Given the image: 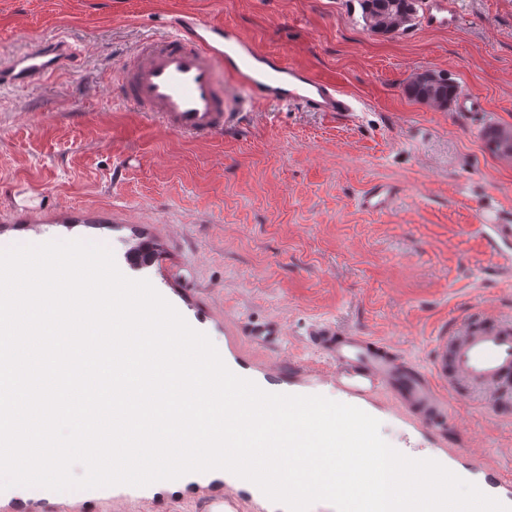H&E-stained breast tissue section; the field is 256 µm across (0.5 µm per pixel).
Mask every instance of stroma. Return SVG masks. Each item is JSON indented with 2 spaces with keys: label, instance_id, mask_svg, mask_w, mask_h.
<instances>
[{
  "label": "stroma",
  "instance_id": "stroma-1",
  "mask_svg": "<svg viewBox=\"0 0 512 512\" xmlns=\"http://www.w3.org/2000/svg\"><path fill=\"white\" fill-rule=\"evenodd\" d=\"M455 7L453 28L417 22L391 37L364 28L359 0H0V59L58 36L79 58L49 81L0 89V237L44 224L58 240L108 242L125 276L206 314L201 332L259 378L281 358L322 365L308 344L322 323L425 361L474 305L512 314V277L494 274L512 244L479 227L484 209L512 221V164L481 139L489 123L512 125V0ZM189 12L334 78L357 112L271 103L207 140L144 119L121 99L115 70ZM424 70L478 93L484 111L410 98L404 86ZM374 181L400 186L389 211L359 206ZM140 238L157 258L133 270L126 253ZM264 318L285 325L277 348L238 334ZM481 406L476 394L455 401L448 440L410 424L387 395L364 409L392 447L460 446L512 469V418Z\"/></svg>",
  "mask_w": 512,
  "mask_h": 512
}]
</instances>
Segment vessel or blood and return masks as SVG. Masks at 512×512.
<instances>
[{
	"label": "vessel or blood",
	"instance_id": "1",
	"mask_svg": "<svg viewBox=\"0 0 512 512\" xmlns=\"http://www.w3.org/2000/svg\"><path fill=\"white\" fill-rule=\"evenodd\" d=\"M457 17L448 0H429L425 26L447 28ZM75 55L64 37L39 43L28 52L0 61V86H25L45 81L73 63ZM123 98L149 120L185 138L223 134L226 122L224 77L235 76L251 105L268 102L301 105L315 112L345 118L354 100L335 81L291 63L286 55L259 52L239 32L212 15L183 14L169 34L138 44L118 69ZM398 185L378 181L359 198L371 212L390 210ZM241 335L267 348L280 344L281 321L268 319L241 328ZM311 343L327 359L322 373L351 405L377 394L389 395L402 416L434 435L451 432V405L460 388L483 394L485 409L496 415L512 411V317L478 307L436 344L437 354L422 367L389 345L358 332L331 326L316 330ZM406 456L433 459L485 494L512 506V470L469 463L464 448L410 447ZM191 497L198 512H267L270 500L251 482L224 470L190 473L146 487L118 485L78 493L19 487L0 492V512H116L146 499Z\"/></svg>",
	"mask_w": 512,
	"mask_h": 512
}]
</instances>
